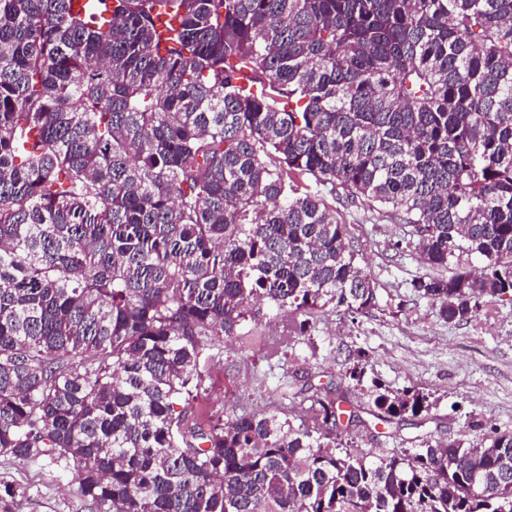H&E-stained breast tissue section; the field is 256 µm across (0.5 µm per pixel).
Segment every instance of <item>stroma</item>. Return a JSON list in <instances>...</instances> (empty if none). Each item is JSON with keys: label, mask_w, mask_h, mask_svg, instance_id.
<instances>
[{"label": "stroma", "mask_w": 512, "mask_h": 512, "mask_svg": "<svg viewBox=\"0 0 512 512\" xmlns=\"http://www.w3.org/2000/svg\"><path fill=\"white\" fill-rule=\"evenodd\" d=\"M345 224L347 240L370 275L376 300L361 314L326 306L300 332V315L271 318L262 310L236 335L212 340L200 356L201 379L185 407L189 423L231 420L241 411L309 423L312 391L347 389L353 404L369 408L366 387L349 386L344 373L354 353L366 354L368 378L400 391L428 393L427 414L396 427L374 418L339 431L347 447L369 455L418 448L423 441L466 444L494 433H512V295L485 296L469 319L444 321L411 283L421 276L448 277L457 264H423L412 225L399 213L364 198L325 195ZM290 343L278 354L270 344ZM0 512H92L67 471L43 459L19 462L0 455Z\"/></svg>", "instance_id": "1"}]
</instances>
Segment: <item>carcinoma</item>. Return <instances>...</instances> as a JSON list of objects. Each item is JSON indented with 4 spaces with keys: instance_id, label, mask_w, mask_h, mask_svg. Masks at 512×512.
<instances>
[{
    "instance_id": "carcinoma-1",
    "label": "carcinoma",
    "mask_w": 512,
    "mask_h": 512,
    "mask_svg": "<svg viewBox=\"0 0 512 512\" xmlns=\"http://www.w3.org/2000/svg\"><path fill=\"white\" fill-rule=\"evenodd\" d=\"M307 178L482 259L412 282L442 319L512 294V0H0V455L96 512H512L511 433L370 459L343 391L297 428L176 410L254 304L374 305Z\"/></svg>"
}]
</instances>
